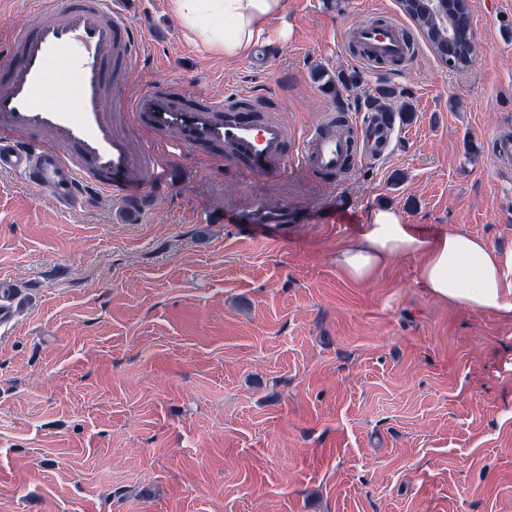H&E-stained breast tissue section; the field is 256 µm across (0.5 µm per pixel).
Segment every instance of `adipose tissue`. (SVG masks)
Listing matches in <instances>:
<instances>
[{"label":"adipose tissue","mask_w":512,"mask_h":512,"mask_svg":"<svg viewBox=\"0 0 512 512\" xmlns=\"http://www.w3.org/2000/svg\"><path fill=\"white\" fill-rule=\"evenodd\" d=\"M171 6L209 50L230 58L263 41L267 22L284 14L286 0H171ZM396 255L421 257L418 282L434 298L512 320V278L501 256L466 232H430L398 211L375 210L337 251L336 265L348 280L365 282Z\"/></svg>","instance_id":"ef3b65f1"}]
</instances>
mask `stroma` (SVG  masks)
<instances>
[{"instance_id": "35a3bbf8", "label": "stroma", "mask_w": 512, "mask_h": 512, "mask_svg": "<svg viewBox=\"0 0 512 512\" xmlns=\"http://www.w3.org/2000/svg\"><path fill=\"white\" fill-rule=\"evenodd\" d=\"M144 50L124 93L255 92L297 135L378 89L413 110L381 159L326 178L249 176L192 147L165 188L65 212L0 173V512H512V321L449 305L397 257L354 283L337 250L368 213L484 238L512 261V0H470L477 47L443 69L366 64L343 28L398 0H288L263 52L207 50L169 0H128ZM28 0H0V74ZM357 75L327 90L318 71ZM284 225L253 224L255 206Z\"/></svg>"}]
</instances>
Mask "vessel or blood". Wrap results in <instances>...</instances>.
Masks as SVG:
<instances>
[{
  "label": "vessel or blood",
  "mask_w": 512,
  "mask_h": 512,
  "mask_svg": "<svg viewBox=\"0 0 512 512\" xmlns=\"http://www.w3.org/2000/svg\"><path fill=\"white\" fill-rule=\"evenodd\" d=\"M33 20L13 40L18 60L0 87V173L20 175L44 189L59 207L80 206L94 194L134 203L163 187L160 151L190 145L230 146L249 174L285 172L288 128L242 116L247 90L200 97L175 85L149 87L124 96L133 115L130 134L112 130L108 105L113 65L136 54L139 27L117 0H31ZM341 39L357 43L368 58H405L398 25L366 22L346 28ZM150 132L153 142L133 148V135ZM391 134L383 120H366L359 133L337 136L328 124L302 137L300 162L331 174L348 157H374Z\"/></svg>",
  "instance_id": "1"
}]
</instances>
